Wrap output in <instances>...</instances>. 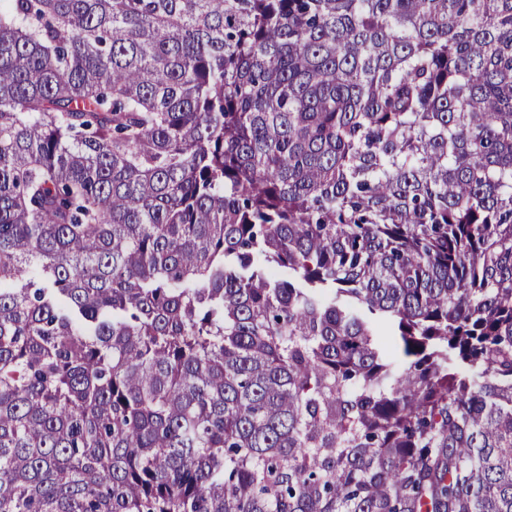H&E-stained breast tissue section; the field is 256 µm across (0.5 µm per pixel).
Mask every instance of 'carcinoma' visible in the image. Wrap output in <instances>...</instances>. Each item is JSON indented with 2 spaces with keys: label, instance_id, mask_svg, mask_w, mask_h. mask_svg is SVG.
Here are the masks:
<instances>
[{
  "label": "carcinoma",
  "instance_id": "1",
  "mask_svg": "<svg viewBox=\"0 0 512 512\" xmlns=\"http://www.w3.org/2000/svg\"><path fill=\"white\" fill-rule=\"evenodd\" d=\"M0 512H512V0H0Z\"/></svg>",
  "mask_w": 512,
  "mask_h": 512
}]
</instances>
